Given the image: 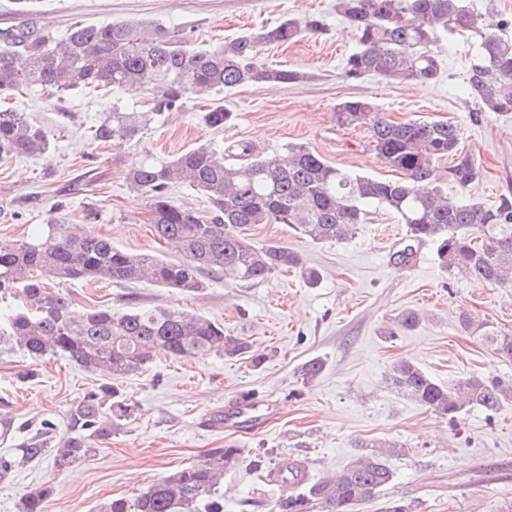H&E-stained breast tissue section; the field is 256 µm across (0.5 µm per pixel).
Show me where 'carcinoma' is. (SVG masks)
Instances as JSON below:
<instances>
[{"label":"carcinoma","instance_id":"cac0c4a2","mask_svg":"<svg viewBox=\"0 0 512 512\" xmlns=\"http://www.w3.org/2000/svg\"><path fill=\"white\" fill-rule=\"evenodd\" d=\"M337 10L356 35V48L342 71L346 80L374 74L386 80L434 81L441 73L434 50L439 35L459 36L471 41L473 51L466 74L470 95L484 112H512V16L487 22L464 0H337ZM324 30L320 17L302 24L285 18L274 27L248 30L212 49L198 50L182 31L160 21L76 22L63 38L49 30L33 37L19 25L0 32V96L6 100L38 88L52 100L80 89L113 90L125 101H117L90 127V138L120 147L140 138L157 117L183 108L194 97L250 83L278 87L301 81L299 71L267 67L260 52L266 45L288 46ZM201 119L208 128L221 130L233 121V114L213 104ZM336 123L367 129L371 150L400 177L354 175L294 143L273 155L260 154L241 140L223 155L207 144L173 158L146 151L126 179L131 188L147 195L149 223L176 257L120 250L88 226L54 215L22 240L0 239V299L13 301L10 313L0 318V346L34 360L68 359L112 379L103 395L92 394L75 409V425L82 433L58 441L55 468L86 458L91 440L110 438L134 414L135 403L123 395L119 382L143 371L156 355L193 359L249 353L256 366L265 356L253 352L248 340L224 335V325L201 315L162 307L74 310L62 291L50 287L53 280L148 281L195 292L203 288L204 273L226 283H258L295 268L314 287L321 274L305 266L299 253L280 244L257 246L247 230L256 224H287L313 243L342 242L366 223L369 208L378 206L405 225L406 244L394 253L395 264H410L416 246L431 242L449 275L512 288V196H502L494 207L462 200L480 169L471 156L458 153V126L396 121L364 98L339 103ZM51 138L50 131L25 113L0 107V160L47 155ZM447 157L453 159L449 178L454 196L448 195V185L431 178L434 164ZM173 182L202 194L208 209L172 200ZM459 325L512 360L511 333L488 322L475 324L464 314ZM323 368L321 359H311L301 365L299 377L307 384ZM389 380L402 394L452 423L471 409L490 414L512 400V379L470 376L445 386L403 358L392 363ZM105 405L108 412L103 415ZM356 448L331 478L311 479L299 463L281 466L278 476L298 491L276 500L271 512H357L392 482L387 459L402 445L360 442ZM47 451L42 440L21 442L13 453L0 456V479ZM240 459L241 449L232 444L215 448L201 463L160 479L131 499L106 502L99 512H199L202 505L208 512H224V473ZM50 495L48 486L29 490L20 512H45Z\"/></svg>","mask_w":512,"mask_h":512}]
</instances>
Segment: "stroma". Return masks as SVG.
<instances>
[{
  "label": "stroma",
  "instance_id": "1",
  "mask_svg": "<svg viewBox=\"0 0 512 512\" xmlns=\"http://www.w3.org/2000/svg\"><path fill=\"white\" fill-rule=\"evenodd\" d=\"M312 15L324 20L322 35L287 47L268 45L261 54L269 67L302 71L304 82L213 93L210 101L234 115L219 132L200 118L210 101L192 99L140 141L99 146L89 141L88 128L111 111L112 96L92 89L53 101L36 90L16 96L19 109L54 140L49 156L0 163V239L22 238L54 207L67 218L91 216L92 229L118 249L170 256L148 222L147 196L126 180L147 150L173 157L203 143L225 147L245 140L272 155L301 143L337 167L391 178L369 149L365 129L336 124L337 104L354 98L369 99L398 121L457 124L460 151L480 168L468 201L492 206L512 191V113L481 111L465 94L471 48L464 41L441 38L443 68L435 81L368 75L351 82L342 69L356 37L336 0H34L24 16L15 0H0V30L24 21L31 30L49 28L62 37L78 21L150 18L183 30L199 49L286 17ZM249 234L255 244L277 242L298 252L321 272L320 284L309 287L294 270L229 286L209 276L195 293L149 282L59 283L79 311L103 304L124 311L136 304L207 316L225 333L253 341L265 361L256 368L247 358L214 353L155 357L145 372L121 383L137 405L134 419L110 439L93 441L90 456L66 471H56L48 455L15 470L0 481V512H20L22 494L40 484L55 488L46 512H96L102 502L134 497L227 444L240 448L241 460L224 476V512H269L270 501L285 495L288 485L257 480L250 470L256 457L273 469L300 463L316 479L346 465L359 440L396 441L403 450L388 460L392 482L358 512H385L396 496L416 512H506L512 505V401L491 414L470 410L452 425L394 388L389 370L394 360L407 358L447 386L468 375L512 379V361L466 336L458 323L464 312L512 333V291L449 277L430 243L418 245L409 265H395L392 255L402 248L405 230L381 208L371 209L366 224L340 243L310 242L284 224H259ZM407 309L420 313L419 325L391 335L396 316ZM315 357L324 369L302 383L298 369ZM105 382L64 359L0 353V415L11 417L18 440L47 420L54 437L69 435L72 411ZM206 415L223 416V427L203 429Z\"/></svg>",
  "mask_w": 512,
  "mask_h": 512
}]
</instances>
